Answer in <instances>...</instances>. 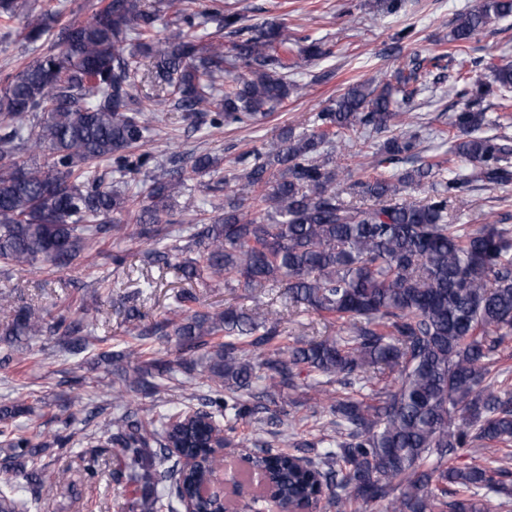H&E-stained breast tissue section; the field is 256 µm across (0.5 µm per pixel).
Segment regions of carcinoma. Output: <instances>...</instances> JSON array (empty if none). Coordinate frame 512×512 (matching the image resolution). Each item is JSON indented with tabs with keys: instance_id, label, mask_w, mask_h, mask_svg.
Returning <instances> with one entry per match:
<instances>
[{
	"instance_id": "1",
	"label": "carcinoma",
	"mask_w": 512,
	"mask_h": 512,
	"mask_svg": "<svg viewBox=\"0 0 512 512\" xmlns=\"http://www.w3.org/2000/svg\"><path fill=\"white\" fill-rule=\"evenodd\" d=\"M196 5L106 0L54 33L45 23L26 24L29 42L50 34L53 45L0 74V263L60 271L114 233L148 242L144 260L171 265L185 280L254 292L282 288L290 302L339 323V334L290 344L280 323L233 306L194 310L196 297L187 292L175 296L178 315L149 329L140 328L141 310L129 309V334L172 337L177 355L156 358L132 346L103 354L112 365L113 399L157 394L164 381L198 366L209 395L198 396L189 377L180 382V405L150 421L124 411L108 422L111 449L83 451L82 470L95 476L108 455L112 481L131 490V512H176L224 461L195 448L202 463L187 470L171 449L213 421L222 424L224 444L244 447L238 424L254 414L244 397L259 386L260 397L273 403L284 390L300 388L306 373L317 376L307 385L313 399L334 416L330 431L313 444L288 432L278 415L265 424L280 428L288 447L319 444L323 453L301 467L296 454L257 438L253 447L264 452L250 456L288 507L313 510L324 499L334 512H351L359 500H385L387 512H487L478 491L512 499L508 469L448 465L459 449L512 444V389L498 382L497 366L512 337V230L454 223L472 183L512 182V138L478 135L488 124L482 100L495 96L501 111L512 112V64L489 66L492 80L470 89L468 61H459L455 81L467 102L451 127L468 173L445 175L431 163L355 178L336 161L350 132L390 131L397 107L419 94L431 71L413 58L394 91L350 86L317 113L314 129H285L272 149L241 159L240 173L224 171V157L201 151L190 155L189 171L155 174L144 146L159 107L172 102L188 118L211 113L216 129L246 124L288 100V73L323 55L318 43L290 38L272 22L243 37L240 17L224 11V0ZM510 15L512 0H481L457 20L452 41L466 43ZM205 22L229 43L197 33ZM145 59L152 60L156 90L141 95ZM420 143L409 128L393 133L378 145L380 162L411 159ZM104 163L121 175L143 170L149 179L138 192L122 189L98 173ZM192 176L209 177L207 189L224 201L210 223L188 225L198 256L181 259L186 247L167 242L161 223ZM425 180L426 202L407 200L406 190ZM366 197L374 204H361ZM97 310L95 296L76 318L56 323L64 329L61 352L87 349ZM45 331L44 316L21 307L0 344L18 347ZM335 383L369 393L361 400L342 396L329 390ZM194 400L197 412L187 418L182 406ZM22 415L30 418L35 409L0 406V512H37L45 489L79 497L72 468L50 467L43 461L50 444L33 443L13 425ZM14 472L24 473L26 483L15 482Z\"/></svg>"
}]
</instances>
